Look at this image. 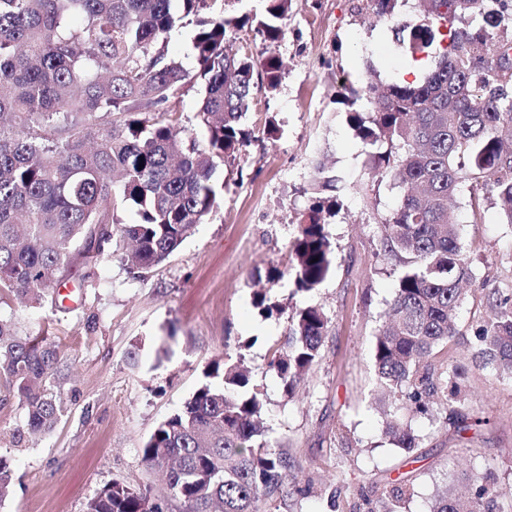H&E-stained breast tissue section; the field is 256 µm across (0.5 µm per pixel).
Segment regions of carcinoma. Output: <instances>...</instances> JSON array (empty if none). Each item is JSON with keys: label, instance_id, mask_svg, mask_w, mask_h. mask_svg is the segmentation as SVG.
Wrapping results in <instances>:
<instances>
[{"label": "carcinoma", "instance_id": "cac0c4a2", "mask_svg": "<svg viewBox=\"0 0 512 512\" xmlns=\"http://www.w3.org/2000/svg\"><path fill=\"white\" fill-rule=\"evenodd\" d=\"M215 0H0V304H32L73 266L92 269L114 236L128 241L127 266L146 274L163 264L222 201L213 179L251 141L241 122L257 95L280 85L275 53L293 0H264L258 56L233 49L252 19L213 10ZM370 26L391 20L397 0H370ZM419 22L407 33L414 54L434 58L411 82L368 81L371 111L350 123L372 146L374 171L401 191L381 226V247L402 265L386 322L372 353L379 388L415 411L433 398L469 428L460 373L423 361L456 335L453 312L472 272L448 204L469 188L471 220L492 200L512 224V0H418ZM196 19L192 74L168 49L182 19ZM205 83L197 112L201 144L180 135L168 103L193 78ZM128 210L124 224L115 211ZM322 208L310 210L289 249L295 285L310 292L328 276L332 243ZM318 261H313V258ZM494 315L474 331V358L512 376V291H494ZM329 320L315 306L295 310L288 336L269 362L293 393L320 356ZM60 346L19 335L0 318V389L26 410L29 434L52 429L62 411L47 388ZM183 408L159 424L143 461L165 474L186 512H259L282 491L294 460L262 441L263 403L250 368L215 363ZM384 432L400 448L417 437L395 416ZM485 477L469 478L466 496L445 493L431 512H485ZM409 488L392 486L381 512H397ZM85 512H163L149 493L104 485Z\"/></svg>", "mask_w": 512, "mask_h": 512}]
</instances>
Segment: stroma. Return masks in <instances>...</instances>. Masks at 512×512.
Here are the masks:
<instances>
[{
    "label": "stroma",
    "instance_id": "35a3bbf8",
    "mask_svg": "<svg viewBox=\"0 0 512 512\" xmlns=\"http://www.w3.org/2000/svg\"><path fill=\"white\" fill-rule=\"evenodd\" d=\"M367 0H296L276 48L285 70L259 97L245 126L253 141L241 161L218 168L223 205L163 265L145 276L122 260L124 244L90 273L72 269L39 306L10 301L0 316L27 336L52 329L65 352L50 388L63 401L55 426L25 432L19 398L0 403V459L13 475L0 512H84L100 488L120 482L183 512L142 459L165 419L207 380L215 363L243 360L263 401L265 441L288 447L295 467L280 512H375L393 482L408 484L401 512H428L466 476L490 477V512H512V377L475 367L473 332L492 314L491 292L512 288V224L486 204L471 222L460 188L453 206L473 279L455 313V338L437 350L438 368L468 370V405L484 418L461 431L444 414L414 413L381 395L372 341L395 294L401 268L384 255L380 229L400 190L376 177L371 148L349 121L368 111L351 84L368 70L397 80L411 54L389 25L369 27ZM277 130L267 134L265 124ZM336 190L313 191L317 175ZM333 198L323 219L333 242L331 270L309 293L297 291L288 242L313 204ZM272 314L254 305L256 293ZM323 309L329 331L321 354L294 393L268 367L295 309ZM167 355H159L161 343ZM419 438L413 451L383 435L387 413Z\"/></svg>",
    "mask_w": 512,
    "mask_h": 512
}]
</instances>
